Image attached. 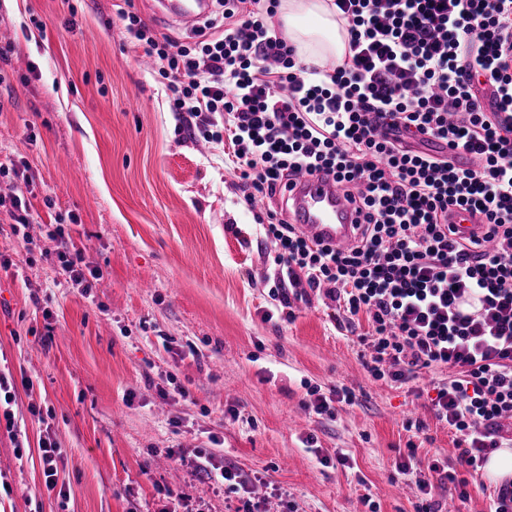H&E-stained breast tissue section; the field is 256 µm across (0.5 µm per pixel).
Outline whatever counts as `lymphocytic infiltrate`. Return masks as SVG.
<instances>
[{"label": "lymphocytic infiltrate", "mask_w": 512, "mask_h": 512, "mask_svg": "<svg viewBox=\"0 0 512 512\" xmlns=\"http://www.w3.org/2000/svg\"><path fill=\"white\" fill-rule=\"evenodd\" d=\"M345 53L310 66L267 23L279 0H224V27L184 43L117 10L164 80L189 138L230 144L247 203L332 176L361 220L343 251L269 213L283 305L326 288L366 314L373 378L446 364L439 420L469 466L506 447L512 419V0H332ZM488 97L494 112L481 109ZM481 233L448 234L451 208Z\"/></svg>", "instance_id": "f902f5d3"}]
</instances>
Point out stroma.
<instances>
[{
  "instance_id": "obj_1",
  "label": "stroma",
  "mask_w": 512,
  "mask_h": 512,
  "mask_svg": "<svg viewBox=\"0 0 512 512\" xmlns=\"http://www.w3.org/2000/svg\"><path fill=\"white\" fill-rule=\"evenodd\" d=\"M119 0H0L11 45L0 88V198L25 196L30 223L0 220V512H415L430 478L442 512H490L496 490L459 458L429 394L446 365L408 382L373 379L366 316L347 322L325 290L284 307L231 150L180 134L165 88L117 16ZM81 247L100 271L67 282L57 253ZM355 391L334 416L309 388ZM62 450L48 491L38 443ZM315 447H307V437ZM242 485L200 471V453ZM414 456L413 474L399 470ZM442 461L469 498L430 473Z\"/></svg>"
}]
</instances>
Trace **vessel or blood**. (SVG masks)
<instances>
[{"label":"vessel or blood","mask_w":512,"mask_h":512,"mask_svg":"<svg viewBox=\"0 0 512 512\" xmlns=\"http://www.w3.org/2000/svg\"><path fill=\"white\" fill-rule=\"evenodd\" d=\"M208 0H159V19L175 20L186 28L197 27ZM284 199L288 215L310 239L346 248L352 241L356 213L333 178L320 173L301 177L287 186Z\"/></svg>","instance_id":"b4317fda"}]
</instances>
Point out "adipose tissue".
<instances>
[{
  "label": "adipose tissue",
  "instance_id": "obj_1",
  "mask_svg": "<svg viewBox=\"0 0 512 512\" xmlns=\"http://www.w3.org/2000/svg\"><path fill=\"white\" fill-rule=\"evenodd\" d=\"M280 20L289 40L309 60H317L324 54L343 57L347 33L338 24L328 0H285Z\"/></svg>",
  "mask_w": 512,
  "mask_h": 512
}]
</instances>
